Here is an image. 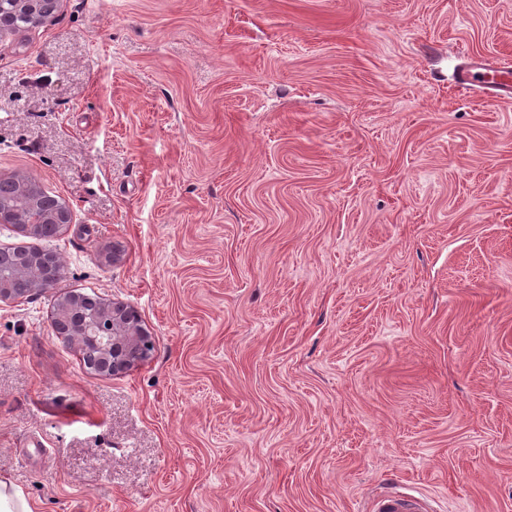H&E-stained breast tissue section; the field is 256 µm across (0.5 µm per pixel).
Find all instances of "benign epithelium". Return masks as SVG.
<instances>
[{
    "mask_svg": "<svg viewBox=\"0 0 512 512\" xmlns=\"http://www.w3.org/2000/svg\"><path fill=\"white\" fill-rule=\"evenodd\" d=\"M58 0H0V35L20 28L45 24L54 15ZM72 223L70 207L51 196L47 203L33 202L21 208L0 207V224H13L22 232L39 236L45 224L62 229ZM29 267L10 273L0 271V303L17 304L52 288L62 271L57 253L29 250ZM87 298L80 293L58 299L53 325L64 342L80 351L96 353L89 366L97 375H116L131 370L146 357L149 333L140 315L121 302L93 301L95 311L86 313Z\"/></svg>",
    "mask_w": 512,
    "mask_h": 512,
    "instance_id": "7a95c632",
    "label": "benign epithelium"
}]
</instances>
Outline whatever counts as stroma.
Masks as SVG:
<instances>
[{"mask_svg":"<svg viewBox=\"0 0 512 512\" xmlns=\"http://www.w3.org/2000/svg\"><path fill=\"white\" fill-rule=\"evenodd\" d=\"M512 0H60L0 36V177L72 209L0 306V473L39 512H512ZM135 308L83 365L70 292ZM510 72L507 68L489 66L481 62L471 64L466 73V82H481L485 87L490 88H509ZM28 249V268L11 270L8 274L0 271V303L17 304L30 300L50 290L60 277L62 261L58 253L23 246L13 248L20 260ZM84 295L97 298L95 294ZM85 296L76 293L58 299L53 320L58 336L67 344L76 345L81 352H95L94 360L88 365L97 375H116L139 365L146 357L149 344V333L140 315L121 302L99 298L92 302L97 310L87 314L83 306L88 305ZM105 318L112 325V336L102 334L100 322ZM113 342L121 343L119 352H112ZM370 512H428L427 501L418 496L404 495L391 491L377 494Z\"/></svg>","mask_w":512,"mask_h":512,"instance_id":"obj_1","label":"stroma"}]
</instances>
